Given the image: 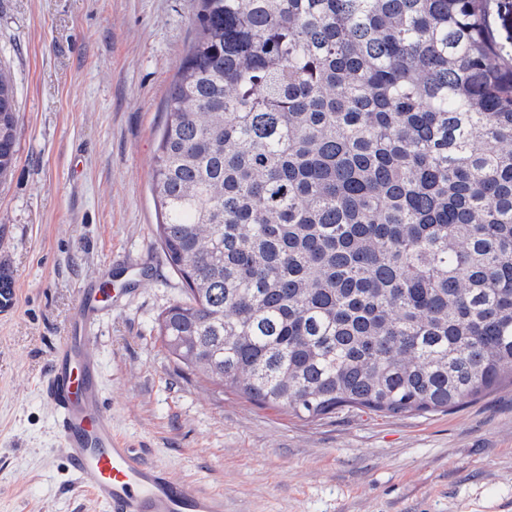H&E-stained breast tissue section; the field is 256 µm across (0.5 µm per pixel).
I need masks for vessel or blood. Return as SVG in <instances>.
Listing matches in <instances>:
<instances>
[{"instance_id":"obj_1","label":"vessel or blood","mask_w":512,"mask_h":512,"mask_svg":"<svg viewBox=\"0 0 512 512\" xmlns=\"http://www.w3.org/2000/svg\"><path fill=\"white\" fill-rule=\"evenodd\" d=\"M103 291L81 289L54 350L42 392L56 416L58 447L75 477L108 512H224V496L179 481L116 436L99 382L91 331L105 314Z\"/></svg>"}]
</instances>
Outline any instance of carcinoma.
Returning <instances> with one entry per match:
<instances>
[{"instance_id":"obj_1","label":"carcinoma","mask_w":512,"mask_h":512,"mask_svg":"<svg viewBox=\"0 0 512 512\" xmlns=\"http://www.w3.org/2000/svg\"><path fill=\"white\" fill-rule=\"evenodd\" d=\"M512 0H198L152 174L203 382L315 421L512 384ZM0 66V176L16 161Z\"/></svg>"}]
</instances>
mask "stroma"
I'll return each mask as SVG.
<instances>
[{
    "label": "stroma",
    "instance_id": "stroma-1",
    "mask_svg": "<svg viewBox=\"0 0 512 512\" xmlns=\"http://www.w3.org/2000/svg\"><path fill=\"white\" fill-rule=\"evenodd\" d=\"M195 0H0L17 160L0 181V512H106L75 491L40 391L86 283L118 306L92 346L113 430L224 512H512V387L449 412L308 422L197 383L157 316L183 284L151 191Z\"/></svg>",
    "mask_w": 512,
    "mask_h": 512
}]
</instances>
